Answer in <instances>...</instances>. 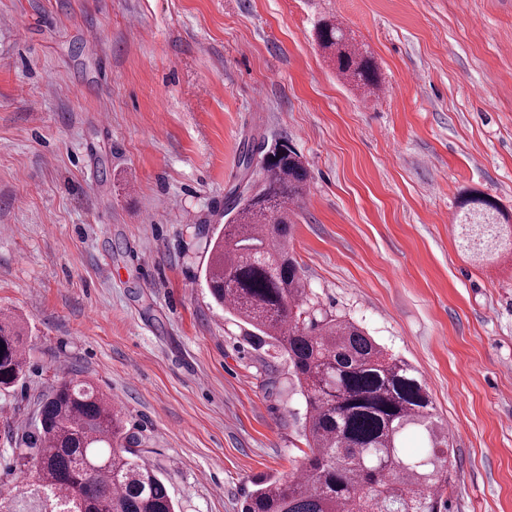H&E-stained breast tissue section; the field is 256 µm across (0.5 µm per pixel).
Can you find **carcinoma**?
<instances>
[{
  "instance_id": "obj_1",
  "label": "carcinoma",
  "mask_w": 512,
  "mask_h": 512,
  "mask_svg": "<svg viewBox=\"0 0 512 512\" xmlns=\"http://www.w3.org/2000/svg\"><path fill=\"white\" fill-rule=\"evenodd\" d=\"M316 39L338 75L380 88L371 57L338 22L322 19ZM262 144L243 147L244 187L224 196V229L206 240L204 277L217 304L288 356L306 405L307 451L295 471L253 482L243 512H440L453 461L426 388L407 361L387 353L355 322L310 303L286 239L290 205L309 181L301 156L285 145L265 159ZM455 231L467 253H490L509 240L512 215L488 195L459 202ZM23 342L0 322V389L23 376ZM429 441L408 455L402 439ZM14 449L32 476L38 512H176L166 480L139 453L141 439L93 384L58 380L38 398V421Z\"/></svg>"
}]
</instances>
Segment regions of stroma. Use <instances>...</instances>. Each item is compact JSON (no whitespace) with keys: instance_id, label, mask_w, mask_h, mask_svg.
I'll return each mask as SVG.
<instances>
[{"instance_id":"obj_1","label":"stroma","mask_w":512,"mask_h":512,"mask_svg":"<svg viewBox=\"0 0 512 512\" xmlns=\"http://www.w3.org/2000/svg\"><path fill=\"white\" fill-rule=\"evenodd\" d=\"M373 57L338 76L314 27ZM310 178L288 249L310 298L421 375L448 431L441 512H512V250L472 257L441 214L512 212V0H0V320L26 350L0 390V498L58 379L107 394L178 512H242L294 470L288 358L217 306L206 236L244 143ZM316 39L325 50L330 51L338 75L359 88L373 93L380 88L376 68L367 54H363L349 40L345 29L338 22L322 19L316 26Z\"/></svg>"}]
</instances>
